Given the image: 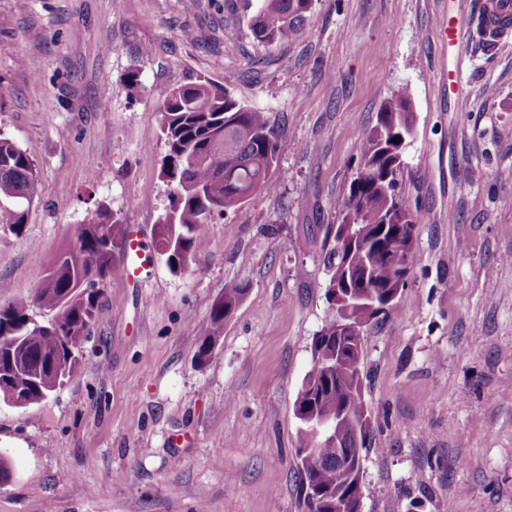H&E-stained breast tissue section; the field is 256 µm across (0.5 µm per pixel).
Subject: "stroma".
<instances>
[{
  "label": "stroma",
  "mask_w": 512,
  "mask_h": 512,
  "mask_svg": "<svg viewBox=\"0 0 512 512\" xmlns=\"http://www.w3.org/2000/svg\"><path fill=\"white\" fill-rule=\"evenodd\" d=\"M477 2L313 0L297 40L265 45L261 0H0V134L42 188L23 234L0 230L2 303L31 298L98 207L154 240L172 87L208 78L278 128L275 192L200 225L183 271L156 255L148 277L101 283L74 377L45 403L0 402V512H304L294 402L333 314V204L400 92L416 258L364 330L361 512H512V41L459 51L437 31ZM248 283L234 280L224 285V292L214 300L209 313V332L203 336L196 351L200 363L206 362L212 355L213 341H218L224 332V323L230 318L234 306H238L248 293Z\"/></svg>",
  "instance_id": "obj_1"
}]
</instances>
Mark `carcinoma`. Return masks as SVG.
<instances>
[{"label": "carcinoma", "instance_id": "1", "mask_svg": "<svg viewBox=\"0 0 512 512\" xmlns=\"http://www.w3.org/2000/svg\"><path fill=\"white\" fill-rule=\"evenodd\" d=\"M313 0H264L253 19L254 37L267 44L295 38L307 20ZM412 122L409 99L398 93L386 100L377 125L359 142V166L349 190L336 199L339 223L351 214L361 215L373 228L357 240L355 251L342 254L341 239L326 253L331 281L349 280L363 296L374 291L381 304L408 275L415 261L414 249L400 250L396 216L416 227L417 216L399 191L404 169L396 162L405 151L392 139L409 132ZM161 132L167 154L161 178L169 187L168 210L159 218L157 253L168 268H185L199 248L198 228L216 218H227L249 198L275 188L271 170L277 163V129L266 113L240 104L223 87L196 80L172 88L161 107ZM40 194V182L30 156L12 139L0 134V228L22 234L31 207ZM124 233L109 210L91 212L76 233L75 241L55 258L33 297L0 303V384L20 390L25 404L45 402L72 377L79 366V341L95 321L99 291L96 285L117 275L113 252L124 246ZM248 293V283L234 280L214 300L209 332L196 351L199 362L212 355L213 342L224 332L233 307ZM389 304V303H387ZM390 303L389 307H394ZM378 311L367 304L351 310L352 321L362 326ZM321 343H312L311 355L342 354L328 363L318 377L304 378L294 408L305 405L321 417L343 413L341 435L348 444L312 435L298 427L302 489L314 486L317 496L304 494L307 512H338L339 505L362 498L359 449L366 448L364 421L369 411L361 395L363 347L349 336H336V318L321 328ZM21 345L12 348L15 338ZM361 448H356L354 438Z\"/></svg>", "mask_w": 512, "mask_h": 512}]
</instances>
